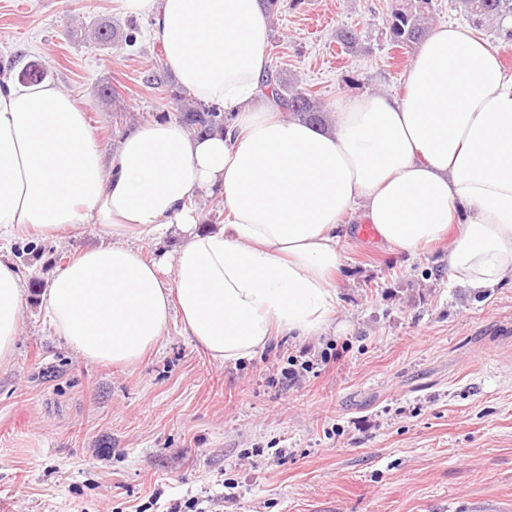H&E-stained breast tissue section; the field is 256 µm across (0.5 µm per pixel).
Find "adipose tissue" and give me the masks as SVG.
<instances>
[{"label":"adipose tissue","instance_id":"ef3b65f1","mask_svg":"<svg viewBox=\"0 0 512 512\" xmlns=\"http://www.w3.org/2000/svg\"><path fill=\"white\" fill-rule=\"evenodd\" d=\"M153 20L178 85L234 119L206 138L172 120L127 132L106 160L73 96L47 81L0 88V244L87 224V247L46 281L49 327L90 362L137 363L179 321L212 358L237 362L277 336L331 325L348 216L390 252L447 241L451 279L512 286V76L469 26L432 28L406 93L345 97L327 129L284 118L263 94L260 0H119ZM218 195L224 223L187 205ZM181 243L148 260L143 243ZM25 280L0 255V362L20 330Z\"/></svg>","mask_w":512,"mask_h":512}]
</instances>
